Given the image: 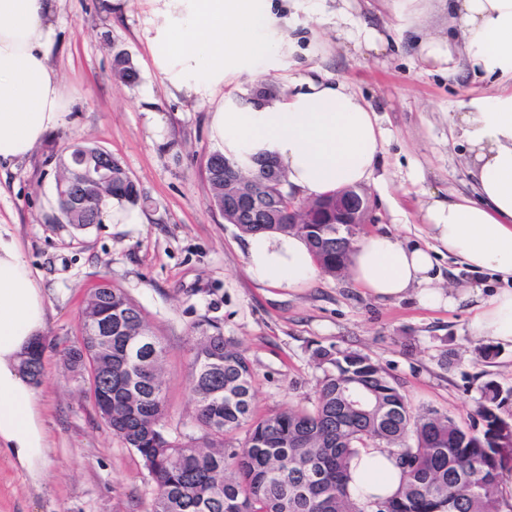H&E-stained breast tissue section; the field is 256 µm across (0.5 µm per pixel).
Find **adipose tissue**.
I'll list each match as a JSON object with an SVG mask.
<instances>
[{
    "label": "adipose tissue",
    "instance_id": "adipose-tissue-1",
    "mask_svg": "<svg viewBox=\"0 0 512 512\" xmlns=\"http://www.w3.org/2000/svg\"><path fill=\"white\" fill-rule=\"evenodd\" d=\"M162 19L149 39L161 80L188 95L213 94L225 79L275 60L293 39L278 27L272 0H163ZM58 0H0V162L26 159L58 127L68 101L48 65L55 47L52 18ZM452 37L419 40L424 65L449 76L484 81L454 114L469 147L476 196L423 203L431 245L373 233L357 245L349 274L356 286L382 299L418 290L425 307H452L453 294L437 288L436 259L450 255L475 271L512 280V0H448ZM210 138L225 157L251 167L273 160L288 188L312 200L366 182L380 161L385 133L375 113L342 81L329 76L293 82L278 99L219 106ZM249 275L276 287L302 288L321 274L307 242L296 235H247ZM45 299L18 244L0 237V453L33 485L45 473L47 433L22 354L43 337ZM474 329L512 345V289H503L473 316ZM402 471L376 448L351 466L352 491L388 497Z\"/></svg>",
    "mask_w": 512,
    "mask_h": 512
}]
</instances>
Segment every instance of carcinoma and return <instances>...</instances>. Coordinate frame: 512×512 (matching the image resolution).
Masks as SVG:
<instances>
[{"mask_svg": "<svg viewBox=\"0 0 512 512\" xmlns=\"http://www.w3.org/2000/svg\"><path fill=\"white\" fill-rule=\"evenodd\" d=\"M113 78L135 84L138 71L130 55L112 57ZM75 152L56 157V188L61 219L76 228L102 222L108 200L143 207L147 197L124 165L112 159V184L70 185ZM265 160L247 172L235 170L221 153L207 158L205 171L211 204L248 235L281 232L302 237L322 273L335 276L349 264L334 224H254L234 207L233 196L258 186L270 201L288 208L285 175L269 179ZM80 348L65 347L69 364L83 357L101 363L95 392L111 409H101L112 433L141 458L157 489L153 512H512V422L502 408L512 391L490 382L473 424L462 428L447 416L412 413L408 400L384 370L355 352L319 351L317 358L334 367L320 382L312 407H288L249 423L252 403L251 363L232 340L216 332L194 346L193 396L198 433L173 437L164 431L165 393L161 378L166 350L142 309L120 288L98 287L88 293L80 315ZM112 325V348L100 350L99 324ZM133 336L153 340L131 354ZM44 343L26 375H43ZM355 388L374 394L382 415L355 411L345 399ZM248 426L239 446L226 437ZM387 453L404 475L389 497L361 498L350 488V465L364 448ZM326 474L321 482L312 472Z\"/></svg>", "mask_w": 512, "mask_h": 512, "instance_id": "cac0c4a2", "label": "carcinoma"}]
</instances>
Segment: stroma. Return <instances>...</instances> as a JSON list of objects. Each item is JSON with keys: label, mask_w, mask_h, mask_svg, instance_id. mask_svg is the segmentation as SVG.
I'll return each mask as SVG.
<instances>
[{"label": "stroma", "mask_w": 512, "mask_h": 512, "mask_svg": "<svg viewBox=\"0 0 512 512\" xmlns=\"http://www.w3.org/2000/svg\"><path fill=\"white\" fill-rule=\"evenodd\" d=\"M337 0H274L278 25L296 39L278 75L321 73L345 81L376 112L386 132L381 160L365 187L370 224L363 234L419 235L424 195L470 192L464 149L450 119L472 88L425 70L400 28L393 0H348L369 14L388 42L357 52L336 34ZM156 17L151 0H61L50 64L68 94L62 123L30 157L0 165V236L15 240L46 302L44 375L35 394L47 431L46 477L33 487L0 454V512H153L157 494L139 456L99 418L59 347L79 336L89 288L110 282L143 310L166 348L162 379L167 431H196L193 346L221 331L253 368L252 416L311 406L323 376L319 349L355 351L379 364L413 412L433 410L466 427L481 389H512V348L478 335L474 308L504 282L442 257L441 288L469 289L449 309L416 295L379 300L350 276L321 275L305 288L253 281L244 236L210 203L205 161L217 147L209 114L254 85L244 73L211 95L168 92L148 51ZM128 52L136 84L112 79V54ZM91 142L118 158L148 198L138 224H65L56 206L52 154Z\"/></svg>", "instance_id": "1"}]
</instances>
